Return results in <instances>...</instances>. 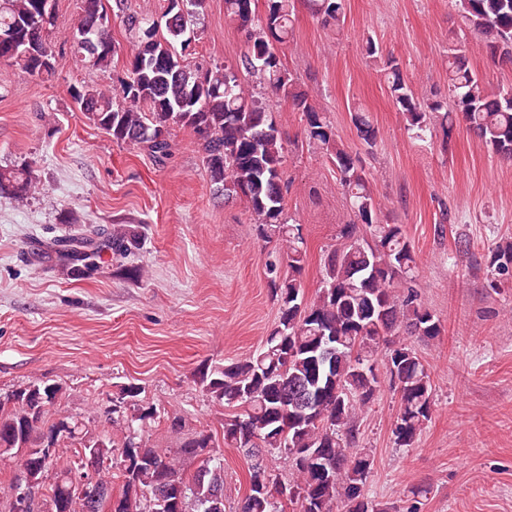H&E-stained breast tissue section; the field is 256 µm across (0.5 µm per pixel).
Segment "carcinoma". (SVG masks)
I'll list each match as a JSON object with an SVG mask.
<instances>
[{"label":"carcinoma","mask_w":512,"mask_h":512,"mask_svg":"<svg viewBox=\"0 0 512 512\" xmlns=\"http://www.w3.org/2000/svg\"><path fill=\"white\" fill-rule=\"evenodd\" d=\"M89 2L76 0L72 54L88 68L107 69L115 50L98 44L112 38V31L95 19ZM166 2L164 15L173 23L166 24L164 33L150 30L154 21L148 17L124 18L136 48L116 93L78 83L69 87L70 95L112 141L139 146L158 160L171 155L174 128L192 131L210 182L225 199L246 203L258 238L286 248L287 271L275 263L267 266L278 325L253 353L198 370L207 396L226 410L221 444L200 432L168 455L149 448L137 438L144 426L161 419V412L137 402L119 440L106 433L89 437L77 419H47L63 388L37 380L0 394V448H12L15 458L27 455L34 462L42 449L53 447L50 466L40 474L44 498L37 512H104L78 490L83 460L92 454L101 459L97 486L102 496L112 493L106 470L115 468L122 478L113 512H224L226 448L250 460V484L267 482L288 492L284 500L251 489L238 512H388L366 492L374 458L356 443L360 414L375 404L385 383L397 397L396 446H413L432 419L431 378L406 338L431 340L442 334V324L415 287L412 247L401 225L381 222L359 159L335 138L323 109L295 88L281 60L279 47L293 33L295 0H264L261 15L257 0H224V14L244 33L247 50L235 64L207 66L186 58V44L196 38L188 23L203 13L206 0ZM452 2L464 28L484 37L490 60L511 65L512 0ZM302 3L321 24L344 27L346 0ZM54 21L55 0H0V61L17 64L30 77L54 75L59 63L33 65L23 57L27 43L37 45L40 55L58 59L51 40ZM383 71L392 103L416 137L439 117L449 139L460 120L488 152L512 160V89L488 92L461 45L448 47L451 106L436 98L419 99L394 58L384 60ZM251 78L275 88L301 114L308 140L335 167L349 199L352 218L339 230L344 243L327 253L310 297L302 278L303 237L298 225L284 218L282 133L268 105L246 89ZM352 121L364 143L374 146L377 130L370 116L357 109ZM37 188L25 168L0 170V193L27 194ZM362 226L371 239L360 234ZM138 245L127 228L113 229L110 241L95 230L78 228L39 248L37 256H55L85 274L99 267L105 251L128 256ZM482 259L491 277H512L511 241ZM65 448L74 450V459L63 457ZM206 451V474L189 473L187 464ZM272 457L287 461L291 479L281 481L267 472L266 460Z\"/></svg>","instance_id":"1"}]
</instances>
